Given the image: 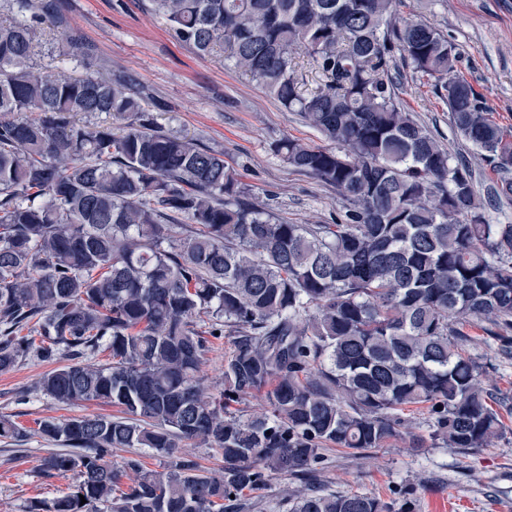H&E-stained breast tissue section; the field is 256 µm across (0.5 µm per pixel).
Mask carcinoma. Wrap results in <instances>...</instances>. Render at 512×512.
I'll return each instance as SVG.
<instances>
[{"label": "carcinoma", "instance_id": "carcinoma-1", "mask_svg": "<svg viewBox=\"0 0 512 512\" xmlns=\"http://www.w3.org/2000/svg\"><path fill=\"white\" fill-rule=\"evenodd\" d=\"M58 2L8 0L16 16L0 21V371L58 362L45 394L125 416L41 421L55 447L40 471L74 484L27 512H240L244 493L275 476L312 478L326 445L359 456L394 439L416 451L492 446L505 398L458 324L484 323L512 360V222L489 214L512 203V134L455 74L448 38L399 17L396 0H152L180 42L224 53L334 143L274 144L342 204L334 224H290L223 154L151 127L125 73L37 64L41 25L64 26ZM397 54L434 80L452 129L495 174L485 192L399 101ZM175 216L194 225L189 236L171 234ZM215 334L229 343L216 393L201 376ZM103 349L111 363L86 362ZM259 393L265 411H232ZM413 407L428 433L408 431ZM25 437L0 418L1 440ZM188 441L222 465L177 455ZM116 448L169 461L116 463ZM286 501L288 512H391L352 492L301 488Z\"/></svg>", "mask_w": 512, "mask_h": 512}]
</instances>
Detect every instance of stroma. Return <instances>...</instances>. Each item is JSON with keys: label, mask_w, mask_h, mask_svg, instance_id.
I'll return each mask as SVG.
<instances>
[{"label": "stroma", "mask_w": 512, "mask_h": 512, "mask_svg": "<svg viewBox=\"0 0 512 512\" xmlns=\"http://www.w3.org/2000/svg\"><path fill=\"white\" fill-rule=\"evenodd\" d=\"M400 16L426 18L460 54L458 72L474 86L505 129L512 130V0H398ZM68 27L84 45L80 65L69 59L66 42L50 29L38 34L39 60L70 74L130 75L150 109L154 126L187 135L221 152L253 194L294 224H332L341 208L335 188L294 171L273 151L290 136L322 144V136L222 56H203L179 42L150 0H64ZM399 97L450 151L467 150L448 122V108L432 81L398 64ZM470 351L512 398V362L488 347L480 326L468 324ZM52 363L27 358L0 372V417L18 423L25 441H0V512H26L34 499L69 492L70 475L46 478L40 459L47 446L37 433L45 419L112 416L102 402L63 405L46 395L40 380ZM494 445L468 453L430 448L413 454L404 442L355 458L326 451L319 486L327 492H358L380 497L393 512H437L452 501L453 512H512V415Z\"/></svg>", "instance_id": "1"}]
</instances>
